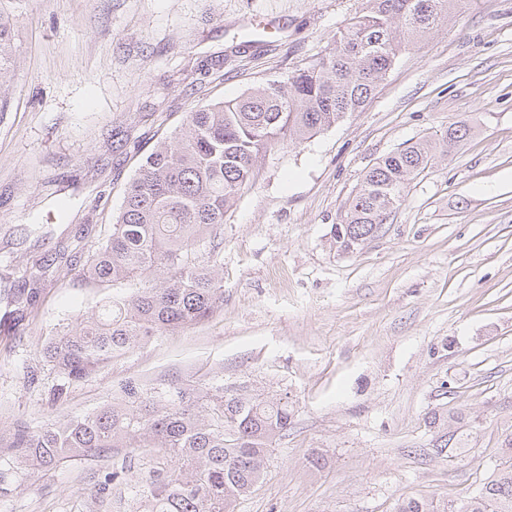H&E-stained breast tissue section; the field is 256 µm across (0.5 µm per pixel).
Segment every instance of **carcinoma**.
<instances>
[{
    "label": "carcinoma",
    "instance_id": "1",
    "mask_svg": "<svg viewBox=\"0 0 512 512\" xmlns=\"http://www.w3.org/2000/svg\"><path fill=\"white\" fill-rule=\"evenodd\" d=\"M323 56L295 69L288 81L269 80L230 101L186 115L146 157L124 191L108 237L86 255L58 252L40 266L77 271L99 288L134 284L96 309L73 315L43 348L69 382L122 357L155 336L195 326L224 303L222 277L200 263L196 247H221L224 213L252 185L260 156L278 145L300 144L359 112L395 64L402 48L451 22L462 0H369ZM9 19L0 15V113L4 79L14 72ZM469 134L461 124L437 144L424 139L372 165L345 211L340 245L354 248L400 204L410 181ZM288 398L194 391L177 385L149 391L128 380L112 401L91 413L39 428L19 426L9 447L33 468L65 456L141 449L148 467L138 478L142 512H235L258 482L273 439L288 429ZM429 425L448 447V417L434 411ZM480 490L457 504L407 497L396 512H512V440ZM130 486L126 469L97 483L108 504Z\"/></svg>",
    "mask_w": 512,
    "mask_h": 512
}]
</instances>
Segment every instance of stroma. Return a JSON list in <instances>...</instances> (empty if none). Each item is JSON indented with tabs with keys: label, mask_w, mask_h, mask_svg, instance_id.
<instances>
[{
	"label": "stroma",
	"mask_w": 512,
	"mask_h": 512,
	"mask_svg": "<svg viewBox=\"0 0 512 512\" xmlns=\"http://www.w3.org/2000/svg\"><path fill=\"white\" fill-rule=\"evenodd\" d=\"M367 0H0L15 75L0 114V460L17 426L111 401L118 383L287 397L291 423L235 512H395L474 495L512 436V0H464L410 45L364 109L268 150L224 215L222 310L78 382L42 354L106 296L60 272L18 305L20 270L105 237L142 160L190 112L286 79ZM463 121L374 236L350 253L333 225L379 159ZM448 415L439 449L427 416ZM325 463L310 464L313 453ZM111 460L13 463L0 512L106 507Z\"/></svg>",
	"instance_id": "stroma-1"
}]
</instances>
